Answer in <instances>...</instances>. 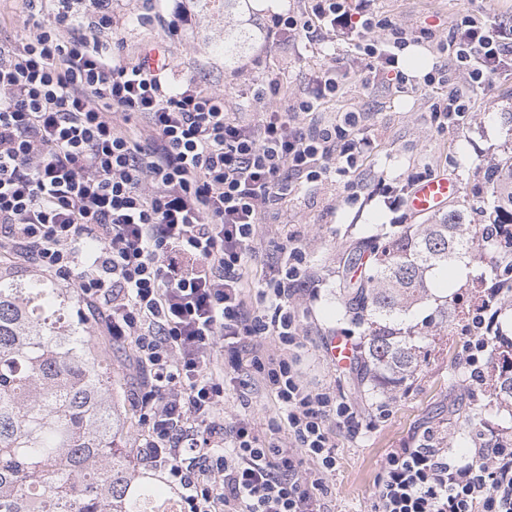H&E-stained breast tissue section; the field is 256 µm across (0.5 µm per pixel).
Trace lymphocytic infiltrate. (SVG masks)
<instances>
[{"mask_svg":"<svg viewBox=\"0 0 512 512\" xmlns=\"http://www.w3.org/2000/svg\"><path fill=\"white\" fill-rule=\"evenodd\" d=\"M18 38L0 40V247L6 259L75 281L104 311L107 336L132 344L142 380L134 406L144 428L138 458L183 491L185 512H326L321 497L336 467L332 427L358 436L345 399L304 382L289 353L302 345L292 304L306 287L299 232L282 226L284 257L267 262L247 300L255 226L304 182L345 176L369 145L364 116L331 125L296 122L334 96L323 72L291 113L245 123L223 94L195 78L176 82L173 61L125 55L113 39L110 0H17ZM374 0H314L310 16L284 14L280 33L315 25L364 33L379 23ZM363 44L373 73L396 85L392 30ZM451 53L475 78L496 72L512 46L479 27ZM336 166H329V159ZM98 248L82 253L85 237ZM498 339L489 304L463 346L470 382H480ZM231 362L210 358L217 344ZM259 375L277 420L225 421L224 396ZM377 512H512V445L477 434L462 454L428 443L389 452L375 485Z\"/></svg>","mask_w":512,"mask_h":512,"instance_id":"lymphocytic-infiltrate-1","label":"lymphocytic infiltrate"}]
</instances>
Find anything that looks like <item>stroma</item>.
Here are the masks:
<instances>
[{
	"instance_id": "obj_1",
	"label": "stroma",
	"mask_w": 512,
	"mask_h": 512,
	"mask_svg": "<svg viewBox=\"0 0 512 512\" xmlns=\"http://www.w3.org/2000/svg\"><path fill=\"white\" fill-rule=\"evenodd\" d=\"M308 0H278L277 9L255 8L253 26L261 39L246 48L236 68L224 66L214 46L225 30L236 27V13L195 16L191 26L163 32L160 21H173L174 0H112L116 37L126 52L164 39L175 63L174 80L195 77L204 87L222 92L228 111L246 123L263 113L283 112L301 91L311 89L317 76L335 68L339 90L321 103L317 116L335 122L341 113L362 112L372 147L356 172L302 185L275 205L257 226L254 245L259 253L276 249L278 225L292 224L301 232L299 245L314 281L299 295L303 345L296 351L303 379L350 399L362 417V430L352 438L336 432V471L327 482L326 501L331 512H375V481L386 454L417 442L433 431L437 447L450 451L470 448L474 434L457 420L453 406L472 402L467 374L459 363L464 338L456 317L441 320L433 299H424L405 315L404 322L423 335L420 366L414 379L386 396H376L360 382L358 367H339L330 360L325 341L330 336L361 338L354 326L341 289L348 272L347 257L355 242L385 240L417 223L406 200L414 184L445 174L457 182L454 202L466 209L472 223L492 200L484 171L512 151V67L474 82L468 70L458 68L448 54L464 21L471 20L498 35L512 28V0H377L379 18L404 29L410 44L419 46L432 69L448 73L447 84H428L413 77L404 86L370 80L365 56L355 42L326 27L305 34L277 35V14L304 16ZM459 94L468 110L458 125L438 129L431 114L435 102L449 93ZM258 259L247 264L249 295H256L264 274ZM90 336L99 337L97 352L112 362L118 397L127 414L121 444L137 450L142 428L132 404L133 372L129 345L103 338L100 316L86 324Z\"/></svg>"
}]
</instances>
